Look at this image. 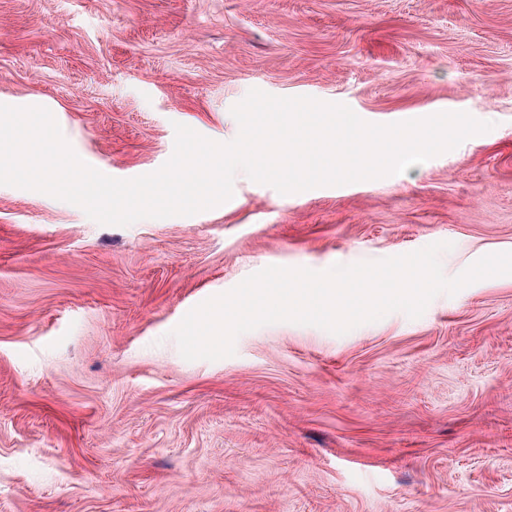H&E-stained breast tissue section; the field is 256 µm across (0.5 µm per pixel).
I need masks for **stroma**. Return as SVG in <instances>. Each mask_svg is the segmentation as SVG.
Segmentation results:
<instances>
[{
    "label": "stroma",
    "instance_id": "1",
    "mask_svg": "<svg viewBox=\"0 0 512 512\" xmlns=\"http://www.w3.org/2000/svg\"><path fill=\"white\" fill-rule=\"evenodd\" d=\"M492 130L407 172L103 225L0 185V512H512V275L346 334L280 322L185 360L187 312L268 264L512 252V0H0V104L118 179L250 90Z\"/></svg>",
    "mask_w": 512,
    "mask_h": 512
}]
</instances>
